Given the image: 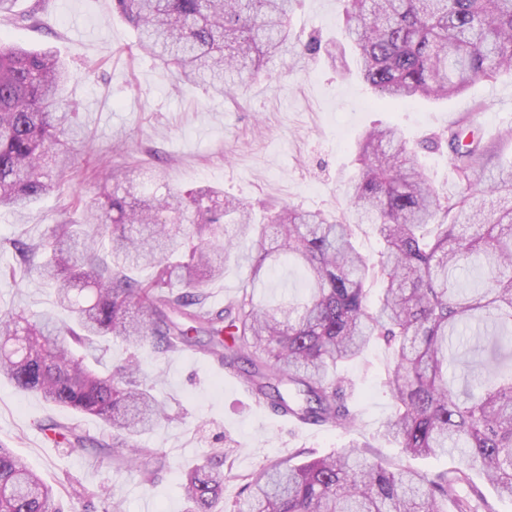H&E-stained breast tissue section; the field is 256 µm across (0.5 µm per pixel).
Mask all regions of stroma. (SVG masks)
<instances>
[{
  "label": "stroma",
  "instance_id": "1",
  "mask_svg": "<svg viewBox=\"0 0 512 512\" xmlns=\"http://www.w3.org/2000/svg\"><path fill=\"white\" fill-rule=\"evenodd\" d=\"M345 0H300L291 27L300 41L318 36L341 39ZM37 13V23L27 17ZM0 38L29 49L54 48L71 69L67 88L85 139L77 146L79 163L122 169L128 181L145 183L161 168L178 192L211 186L252 205L256 217L283 204L339 211L344 183L356 170L357 139L367 128H395L419 157L441 193L459 186L448 165L447 149L424 150L432 133L458 122L476 127L496 143L490 173L512 165V141L500 139L512 127V76L479 82L445 100L414 98L397 105L375 101L359 78L343 76L327 56H310L299 67L275 59L268 77L232 98L201 86H179L165 69L134 46L133 30L112 11V0H15L10 18H0ZM98 204V188L85 173H72L61 186L24 211L0 207V240H39L72 211L73 200ZM12 250H0V310L24 311L28 319L55 311L54 297L37 273L2 275L14 266ZM307 279L298 265L281 261L275 274L255 290V298L275 304L300 297ZM168 417L141 437L148 457L132 469L117 467L95 454H74L55 444L41 427L57 419L93 436L104 433L98 418L59 409L34 393L0 379V447L23 458L57 487L67 512H185V473L206 463L214 449L230 450L224 473V512H234L247 493L244 475L296 451L305 459L363 442V457L423 474L464 464L462 455L411 459L381 439L391 414L382 384L391 355L369 349L348 366L354 384L350 404L358 415L355 430L326 428L310 433L270 413L247 391L239 377L202 353L160 354L140 350ZM153 469L146 478L144 469ZM112 491L98 496L99 487Z\"/></svg>",
  "mask_w": 512,
  "mask_h": 512
}]
</instances>
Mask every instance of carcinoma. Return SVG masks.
<instances>
[{
    "label": "carcinoma",
    "mask_w": 512,
    "mask_h": 512,
    "mask_svg": "<svg viewBox=\"0 0 512 512\" xmlns=\"http://www.w3.org/2000/svg\"><path fill=\"white\" fill-rule=\"evenodd\" d=\"M298 0H112L137 48L179 81L220 96L243 89L274 57L296 66L321 44L302 45L291 16ZM345 38L358 76L376 100L448 98L512 73V0H346ZM70 74L53 50L29 51L0 39V207L27 209L61 184L75 157L64 137L75 113L64 92ZM448 147L462 190L443 196L392 127L358 142V169L345 183L339 213L284 206L268 216L267 238L235 199L220 191H171L161 173L152 187L109 184L105 202L84 221L63 220L37 243L12 241L23 264L54 293L71 324L46 312L30 322L0 311V376L63 409L101 420L93 437L53 420L72 452L93 451L121 467L131 443L167 417L142 383L136 354L100 372L117 338L164 353L196 348L239 375L272 410L328 428H352L357 415L338 367L381 342L393 350L384 386L393 411L382 437L413 458L464 451L467 466L429 477L409 468L368 464L354 449L300 464L273 461L247 476L240 512H496L457 494L479 470L512 499V169L479 186L493 154L479 135L454 127L426 147ZM89 224L110 228L100 255ZM373 226L384 247L366 257L354 229ZM249 243L250 283L285 256L301 265L308 295L274 305L248 287L224 307L206 288ZM382 283L376 301L367 285ZM185 475L186 512H219L224 465ZM0 512H63L57 490L0 448Z\"/></svg>",
    "instance_id": "cac0c4a2"
}]
</instances>
